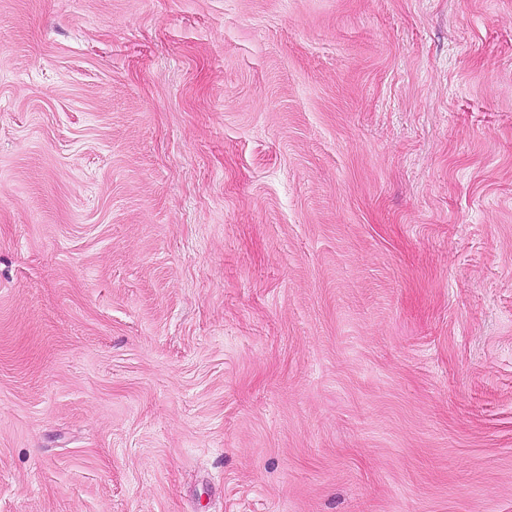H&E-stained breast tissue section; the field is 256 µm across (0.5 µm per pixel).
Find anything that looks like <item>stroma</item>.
Listing matches in <instances>:
<instances>
[{
    "label": "stroma",
    "mask_w": 512,
    "mask_h": 512,
    "mask_svg": "<svg viewBox=\"0 0 512 512\" xmlns=\"http://www.w3.org/2000/svg\"><path fill=\"white\" fill-rule=\"evenodd\" d=\"M0 512H512V0H0Z\"/></svg>",
    "instance_id": "35a3bbf8"
}]
</instances>
